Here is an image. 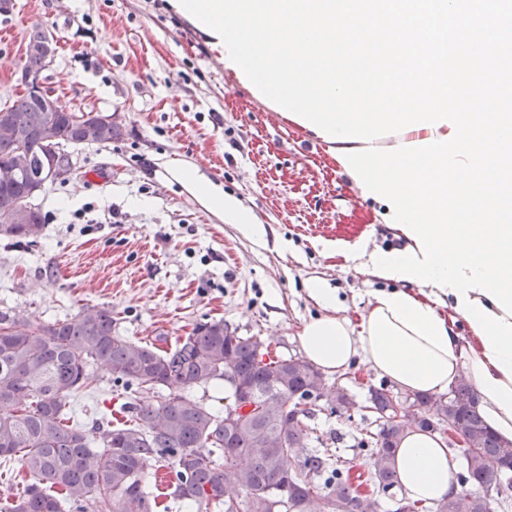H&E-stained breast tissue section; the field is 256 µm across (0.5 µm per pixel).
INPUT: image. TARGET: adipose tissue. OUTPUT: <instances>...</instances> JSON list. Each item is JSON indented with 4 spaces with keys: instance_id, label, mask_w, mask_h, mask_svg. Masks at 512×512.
<instances>
[{
    "instance_id": "obj_1",
    "label": "adipose tissue",
    "mask_w": 512,
    "mask_h": 512,
    "mask_svg": "<svg viewBox=\"0 0 512 512\" xmlns=\"http://www.w3.org/2000/svg\"><path fill=\"white\" fill-rule=\"evenodd\" d=\"M196 195L236 225L246 236L265 239V225L257 223L250 210L233 195L199 182L192 170L180 173ZM310 295L323 310L306 322L298 343L307 361L328 374L348 368L362 357L377 374L399 389L441 393L459 378L467 377L477 394V408L485 423L505 442H512V381L486 356L480 336H460L456 329V295H444L429 286L410 292L401 288L380 290L368 303L359 328L336 311L332 289L312 282ZM447 301L449 315L437 304ZM394 464L408 498L426 502L448 497L458 461L449 453L440 434L407 429L394 456Z\"/></svg>"
}]
</instances>
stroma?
I'll return each mask as SVG.
<instances>
[{"instance_id": "stroma-1", "label": "stroma", "mask_w": 512, "mask_h": 512, "mask_svg": "<svg viewBox=\"0 0 512 512\" xmlns=\"http://www.w3.org/2000/svg\"><path fill=\"white\" fill-rule=\"evenodd\" d=\"M4 24L12 37L0 42V101L23 94L25 45L45 29L58 42L48 88L70 105L119 113L124 137L80 150L79 170L37 197L45 223L31 243L0 239V309L40 326L105 305L116 334L169 349L194 324L221 320L289 358L301 354L302 324L323 313L308 291L319 281L359 325L385 283L330 245L390 250L402 238L327 144L242 87L169 0H13ZM184 167L239 198L266 239L209 210L180 179ZM326 381L348 394L350 416L315 407L308 424L358 462V438L376 429L368 388L381 378L358 358ZM121 402L98 367L68 410L89 428Z\"/></svg>"}]
</instances>
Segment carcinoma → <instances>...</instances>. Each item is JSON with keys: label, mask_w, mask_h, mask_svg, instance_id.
Returning <instances> with one entry per match:
<instances>
[{"label": "carcinoma", "mask_w": 512, "mask_h": 512, "mask_svg": "<svg viewBox=\"0 0 512 512\" xmlns=\"http://www.w3.org/2000/svg\"><path fill=\"white\" fill-rule=\"evenodd\" d=\"M48 35L38 29L29 36L25 67L45 66L41 48ZM1 111L22 118L31 172L40 165L49 127L63 146L80 141L84 148H102L123 137L114 130L88 140L76 122L78 109L61 103L59 111L47 112L25 93L1 104ZM16 150L14 142L0 138V166L15 165ZM0 237L22 244L30 238L29 225L8 224ZM112 324V310L99 305L37 328L16 312L0 311V458L18 460L31 478L23 495L0 503V512H154L157 502L145 477L159 464L174 474L172 498L215 512H290L280 497L289 469L307 512H380L396 494L408 512H486L485 497L503 479V465L512 467V444L485 424L469 382L460 379L449 397L415 393L418 415L452 418L474 451L456 474L459 490L428 505L410 500L394 465L406 429L383 420L395 393L381 383L369 390L378 433L358 441L370 486L363 489L334 448L296 456L310 436L308 407L322 400L329 415L338 417L351 407L350 398L328 387L310 362L271 358L257 336L224 335L221 320L196 324L170 350L118 336ZM95 365L129 391L124 410L130 422L92 430L64 423L69 399ZM214 381L230 389L232 404L223 416L187 394ZM237 383L253 393L256 408L248 414L239 411ZM143 393H157L159 400L145 403ZM288 403L298 415L291 424L282 416ZM231 414L237 423L227 426L224 416ZM228 486L238 488L243 500L232 503Z\"/></svg>", "instance_id": "carcinoma-1"}]
</instances>
